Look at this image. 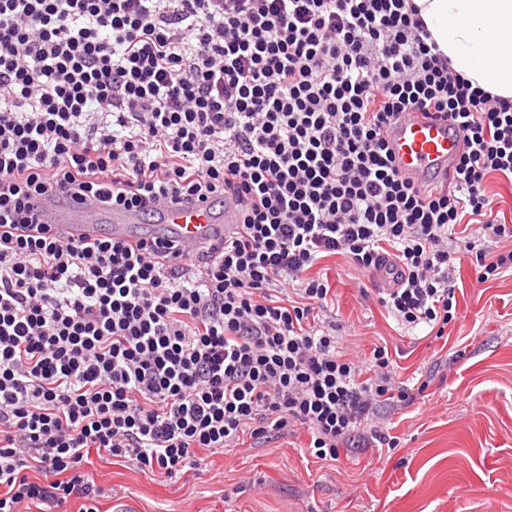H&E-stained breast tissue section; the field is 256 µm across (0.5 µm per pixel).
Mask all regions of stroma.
Masks as SVG:
<instances>
[{"instance_id": "1", "label": "stroma", "mask_w": 512, "mask_h": 512, "mask_svg": "<svg viewBox=\"0 0 512 512\" xmlns=\"http://www.w3.org/2000/svg\"><path fill=\"white\" fill-rule=\"evenodd\" d=\"M448 249L459 318L440 339L381 307L377 281L348 258L311 270L336 293L319 318L346 357L388 344L397 381L416 393L373 418L398 448L358 436L323 462L308 454L306 431L290 430L246 439L172 480L93 453L100 512H512V271L477 283L469 254L453 239Z\"/></svg>"}]
</instances>
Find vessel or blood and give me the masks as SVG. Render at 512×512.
<instances>
[{
  "label": "vessel or blood",
  "instance_id": "b4317fda",
  "mask_svg": "<svg viewBox=\"0 0 512 512\" xmlns=\"http://www.w3.org/2000/svg\"><path fill=\"white\" fill-rule=\"evenodd\" d=\"M389 145L401 176L423 181L429 175L452 171L466 142L456 124L418 112L404 115L388 132ZM43 222L55 225L65 236L78 239L95 236L99 225H110L113 237L138 239L134 227L141 215L134 210L114 211L95 199L72 200L48 197L39 207ZM153 219L175 225L178 250L186 256L198 252L207 242L222 237L234 222L231 205L217 207L209 201H164L157 205Z\"/></svg>",
  "mask_w": 512,
  "mask_h": 512
}]
</instances>
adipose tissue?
Wrapping results in <instances>:
<instances>
[{"instance_id":"obj_1","label":"adipose tissue","mask_w":512,"mask_h":512,"mask_svg":"<svg viewBox=\"0 0 512 512\" xmlns=\"http://www.w3.org/2000/svg\"><path fill=\"white\" fill-rule=\"evenodd\" d=\"M420 17L472 87L512 99V0H414Z\"/></svg>"}]
</instances>
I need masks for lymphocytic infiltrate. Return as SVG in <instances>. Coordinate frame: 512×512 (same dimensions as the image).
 <instances>
[{"label": "lymphocytic infiltrate", "mask_w": 512, "mask_h": 512, "mask_svg": "<svg viewBox=\"0 0 512 512\" xmlns=\"http://www.w3.org/2000/svg\"><path fill=\"white\" fill-rule=\"evenodd\" d=\"M429 37L413 0H0V512H98L94 449L172 478L291 427L322 461L363 429L396 447L368 420L414 395L388 347L338 354L308 272L390 267L381 305L440 338L449 227L477 282L512 268L474 251L512 240L486 186L512 181V100ZM408 112L457 121L453 187L396 173L386 131ZM53 192L146 215L229 196L237 222L189 258L166 234L77 242L33 210Z\"/></svg>", "instance_id": "f902f5d3"}]
</instances>
